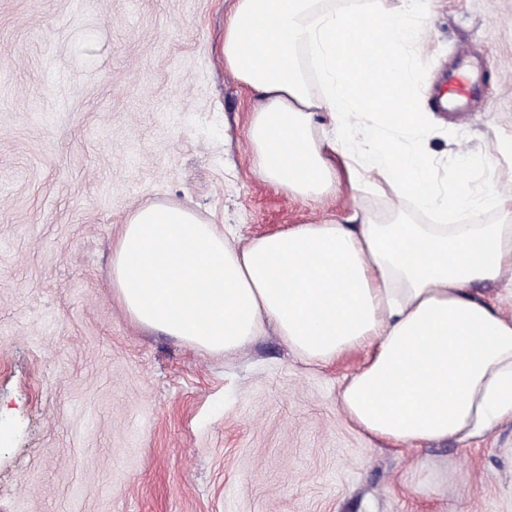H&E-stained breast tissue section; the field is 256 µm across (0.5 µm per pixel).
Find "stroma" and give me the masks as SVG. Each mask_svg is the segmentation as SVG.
I'll use <instances>...</instances> for the list:
<instances>
[{"mask_svg":"<svg viewBox=\"0 0 512 512\" xmlns=\"http://www.w3.org/2000/svg\"><path fill=\"white\" fill-rule=\"evenodd\" d=\"M231 0H0V512H512V422L408 448L338 405L357 351L309 365L273 329L226 356L135 324L112 247L149 202L249 241L359 211L431 224L368 177L333 203L255 171L257 100L224 69ZM468 49L476 108L438 112L433 82ZM438 181L458 150L510 195L512 0H432L416 54ZM448 470L440 492L420 463Z\"/></svg>","mask_w":512,"mask_h":512,"instance_id":"stroma-1","label":"stroma"}]
</instances>
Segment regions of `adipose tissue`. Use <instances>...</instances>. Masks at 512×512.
<instances>
[{
	"instance_id": "obj_1",
	"label": "adipose tissue",
	"mask_w": 512,
	"mask_h": 512,
	"mask_svg": "<svg viewBox=\"0 0 512 512\" xmlns=\"http://www.w3.org/2000/svg\"><path fill=\"white\" fill-rule=\"evenodd\" d=\"M429 3L395 13L371 0L352 13L317 0H233L224 67L259 99L248 134L264 181L332 200L374 174L457 223L355 213L237 247L196 212L150 203L128 214L112 249L113 294L140 326L231 354L269 325L311 364L366 350L340 409L369 437L413 447L512 421V224L466 221L505 200L472 188L469 158L438 182L416 147L426 116L412 57ZM477 283L503 292L486 300Z\"/></svg>"
}]
</instances>
